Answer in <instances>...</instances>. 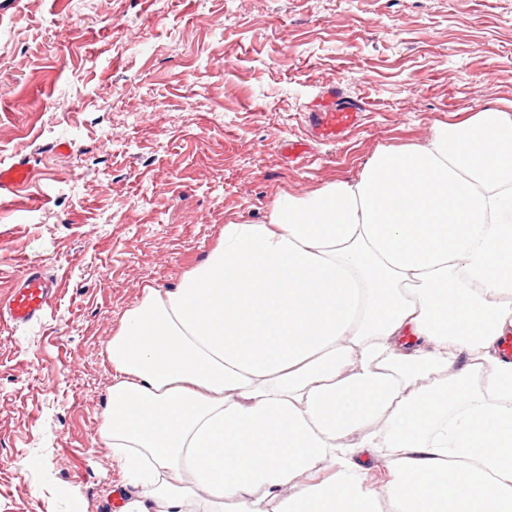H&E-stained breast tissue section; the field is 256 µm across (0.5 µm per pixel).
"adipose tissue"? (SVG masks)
<instances>
[{"instance_id":"1","label":"adipose tissue","mask_w":512,"mask_h":512,"mask_svg":"<svg viewBox=\"0 0 512 512\" xmlns=\"http://www.w3.org/2000/svg\"><path fill=\"white\" fill-rule=\"evenodd\" d=\"M510 334L512 116L487 109L144 288L107 347L120 512H512Z\"/></svg>"}]
</instances>
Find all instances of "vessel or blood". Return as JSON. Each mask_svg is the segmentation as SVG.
<instances>
[{"mask_svg":"<svg viewBox=\"0 0 512 512\" xmlns=\"http://www.w3.org/2000/svg\"><path fill=\"white\" fill-rule=\"evenodd\" d=\"M367 109L363 100L346 99L339 85L323 88L318 101L304 114L305 139L285 140L280 150L288 159L303 158L309 141H337L361 121ZM31 171L26 163L0 167V198L16 194L29 180ZM54 295V283L37 268L30 267L18 279L8 296H0V315L15 325H25L39 319Z\"/></svg>","mask_w":512,"mask_h":512,"instance_id":"b4317fda","label":"vessel or blood"}]
</instances>
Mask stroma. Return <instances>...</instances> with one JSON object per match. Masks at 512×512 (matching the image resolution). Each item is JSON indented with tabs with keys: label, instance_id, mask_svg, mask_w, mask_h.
Here are the masks:
<instances>
[{
	"label": "stroma",
	"instance_id": "35a3bbf8",
	"mask_svg": "<svg viewBox=\"0 0 512 512\" xmlns=\"http://www.w3.org/2000/svg\"><path fill=\"white\" fill-rule=\"evenodd\" d=\"M333 82L359 126L287 160ZM488 108L512 113V0H0V166L33 171L0 200V296L30 265L57 281L0 322V512H119L107 345L144 288Z\"/></svg>",
	"mask_w": 512,
	"mask_h": 512
}]
</instances>
